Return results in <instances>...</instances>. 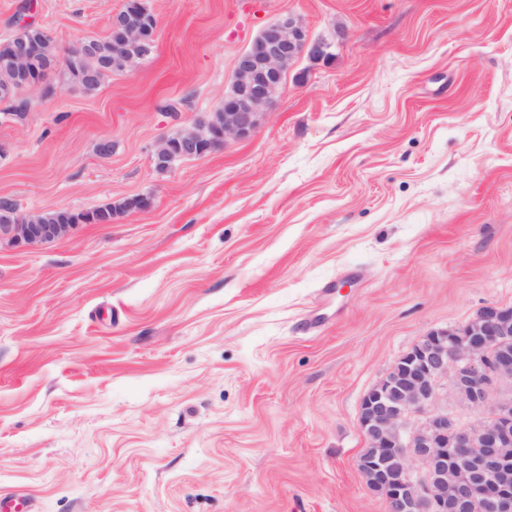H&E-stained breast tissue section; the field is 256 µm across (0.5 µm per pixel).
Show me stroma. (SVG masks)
<instances>
[{
	"mask_svg": "<svg viewBox=\"0 0 512 512\" xmlns=\"http://www.w3.org/2000/svg\"><path fill=\"white\" fill-rule=\"evenodd\" d=\"M124 0H0L59 49ZM152 53L0 114V201L145 213L0 244V496L36 512H387L361 401L429 331L512 308V0H148ZM294 15L249 139L159 172ZM176 111H167V104ZM111 140V156L97 152Z\"/></svg>",
	"mask_w": 512,
	"mask_h": 512,
	"instance_id": "obj_1",
	"label": "stroma"
}]
</instances>
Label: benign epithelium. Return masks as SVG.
I'll return each mask as SVG.
<instances>
[{"mask_svg": "<svg viewBox=\"0 0 512 512\" xmlns=\"http://www.w3.org/2000/svg\"><path fill=\"white\" fill-rule=\"evenodd\" d=\"M137 0L112 16L122 43L101 48L90 38L69 46L65 61L75 64L103 54V67L89 78L96 82L133 70L139 57L133 48L153 40L155 27L141 23ZM330 43L314 40L293 16L264 28L240 53L234 81L213 113L208 133L201 124L162 138L154 157L189 160L230 141L250 138L290 66L301 56H330ZM42 54L40 45L24 41L16 65L29 70ZM76 225L0 224V244L34 247L68 236ZM512 336V309L488 306L466 324L430 331L396 366H411L409 382L381 381L364 396L358 419L371 451L357 461L368 488L384 496L388 512H476L482 503L492 512H512V460L502 449L512 444V363L493 350ZM455 396L481 414L474 425H462L438 403L444 381Z\"/></svg>", "mask_w": 512, "mask_h": 512, "instance_id": "obj_1", "label": "benign epithelium"}]
</instances>
